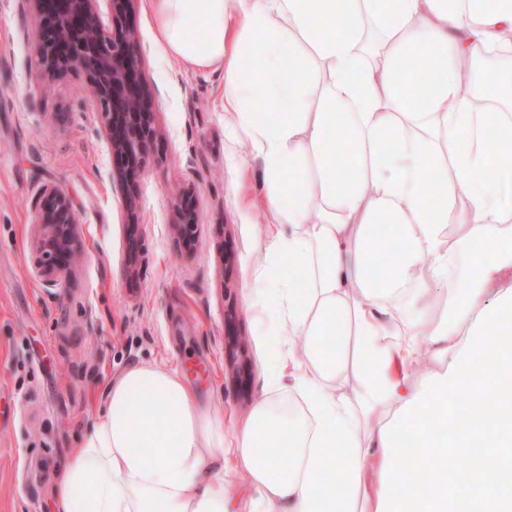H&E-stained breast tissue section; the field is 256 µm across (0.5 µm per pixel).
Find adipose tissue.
Segmentation results:
<instances>
[{"mask_svg": "<svg viewBox=\"0 0 512 512\" xmlns=\"http://www.w3.org/2000/svg\"><path fill=\"white\" fill-rule=\"evenodd\" d=\"M182 65L224 71V115L263 162L272 229L254 304L301 400L261 396L225 437L177 369L137 365L54 484L55 512H468L448 469L388 466L412 444L512 447V113L481 112L460 62L512 102V0H151ZM433 75L413 109L412 62ZM506 154L485 148L489 133ZM433 185L424 199L422 185ZM451 357L418 389L420 347ZM477 394L496 420L455 413ZM246 479L241 510L214 472Z\"/></svg>", "mask_w": 512, "mask_h": 512, "instance_id": "obj_1", "label": "adipose tissue"}]
</instances>
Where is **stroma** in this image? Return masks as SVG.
Listing matches in <instances>:
<instances>
[{
	"instance_id": "35a3bbf8",
	"label": "stroma",
	"mask_w": 512,
	"mask_h": 512,
	"mask_svg": "<svg viewBox=\"0 0 512 512\" xmlns=\"http://www.w3.org/2000/svg\"><path fill=\"white\" fill-rule=\"evenodd\" d=\"M124 10L162 132L135 175L134 224L84 76L46 87L31 12L0 0V512H53L55 477L125 369H179L201 402L223 413L229 434L267 385L273 353L288 350L267 337L250 304L266 262L263 168L224 121V73L169 56L149 0H128ZM57 112L69 120L53 122ZM179 185L197 198L188 247L167 192ZM48 187L68 193L81 216L82 257L52 288L36 273L31 224ZM234 336L249 339L246 361L225 355Z\"/></svg>"
}]
</instances>
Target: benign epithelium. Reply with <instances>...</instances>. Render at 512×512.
I'll return each instance as SVG.
<instances>
[{
  "mask_svg": "<svg viewBox=\"0 0 512 512\" xmlns=\"http://www.w3.org/2000/svg\"><path fill=\"white\" fill-rule=\"evenodd\" d=\"M32 7L38 28L40 69L50 78L83 74L95 89L112 156L119 165L112 181L119 184L127 216L138 219L139 190L135 171L146 163L149 146L161 137L154 121V92L141 72V46L135 29L124 27L118 12L126 0H112V28L103 18V0H24ZM178 235L190 243L198 225L195 191L180 189L172 196ZM34 257L42 282L55 287L79 258L78 211L71 197L45 189L36 202ZM247 341L229 340L230 360L244 357Z\"/></svg>",
  "mask_w": 512,
  "mask_h": 512,
  "instance_id": "1",
  "label": "benign epithelium"
}]
</instances>
